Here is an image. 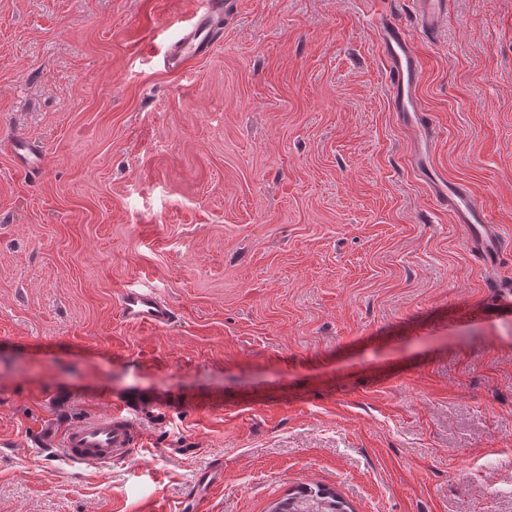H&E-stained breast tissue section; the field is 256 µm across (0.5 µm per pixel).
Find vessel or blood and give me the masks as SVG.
<instances>
[{"label": "vessel or blood", "mask_w": 512, "mask_h": 512, "mask_svg": "<svg viewBox=\"0 0 512 512\" xmlns=\"http://www.w3.org/2000/svg\"><path fill=\"white\" fill-rule=\"evenodd\" d=\"M222 9L221 0H205L202 11L196 12L188 26L181 46L170 53L165 64L178 70L192 59L204 56L210 50L215 18ZM378 36L389 63L387 70L394 111L410 121H421L417 98L420 57L405 29L394 19L380 21ZM13 158L18 167L37 174L43 167L44 155L40 148L25 137L11 141ZM424 176L433 183L437 199L452 207L460 223L469 227L471 240L489 262L499 263L512 256V250L489 234L483 209L473 194L463 185H446L434 168H426ZM121 316L127 323L166 328L175 321L173 306L151 288H126L119 295ZM41 444L57 448L69 459L86 465H101L128 457L142 442L140 429L128 405L114 406L112 411L77 423L47 420L38 435ZM222 480V472L212 468L203 472L191 494L194 508H201L213 487Z\"/></svg>", "instance_id": "1"}]
</instances>
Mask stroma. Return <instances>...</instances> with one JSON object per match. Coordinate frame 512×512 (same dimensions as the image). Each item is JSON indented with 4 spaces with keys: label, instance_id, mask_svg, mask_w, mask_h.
Masks as SVG:
<instances>
[{
    "label": "stroma",
    "instance_id": "35a3bbf8",
    "mask_svg": "<svg viewBox=\"0 0 512 512\" xmlns=\"http://www.w3.org/2000/svg\"><path fill=\"white\" fill-rule=\"evenodd\" d=\"M0 0V512H512V263L484 268L419 138L512 244V0ZM423 62L391 106L380 17ZM45 152L19 170L8 142ZM149 285L171 327L126 323ZM140 399L143 441L73 464L44 420ZM205 8L194 15V21L188 26L181 46L170 53L165 60V66L170 70H178L196 57L207 54L210 50L214 30L215 17L222 9L220 0H206ZM222 480V471L212 468L203 472L190 493V500L193 502L195 510H200L204 503L208 500L213 487ZM193 508V509H194ZM306 505H314L318 512H347L349 507L335 492L322 487H302L288 497L277 501L270 512H297Z\"/></svg>",
    "mask_w": 512,
    "mask_h": 512
}]
</instances>
